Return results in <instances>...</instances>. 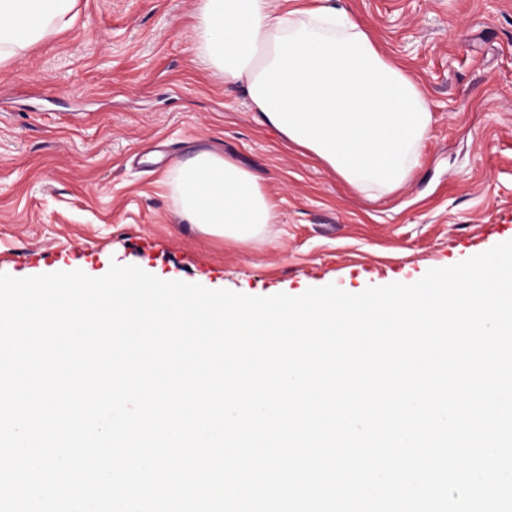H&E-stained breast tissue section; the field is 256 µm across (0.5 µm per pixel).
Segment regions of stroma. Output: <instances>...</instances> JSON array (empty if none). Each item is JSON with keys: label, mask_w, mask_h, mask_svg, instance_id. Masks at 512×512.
<instances>
[{"label": "stroma", "mask_w": 512, "mask_h": 512, "mask_svg": "<svg viewBox=\"0 0 512 512\" xmlns=\"http://www.w3.org/2000/svg\"><path fill=\"white\" fill-rule=\"evenodd\" d=\"M433 112L409 183L372 199L259 124L192 49L198 0H77L0 67V274L135 265L250 296L418 281L512 240V0H341ZM209 148L279 219L234 241L180 221L161 180Z\"/></svg>", "instance_id": "obj_1"}]
</instances>
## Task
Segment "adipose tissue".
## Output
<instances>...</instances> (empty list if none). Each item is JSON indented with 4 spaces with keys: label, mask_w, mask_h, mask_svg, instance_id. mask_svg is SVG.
I'll return each mask as SVG.
<instances>
[{
    "label": "adipose tissue",
    "mask_w": 512,
    "mask_h": 512,
    "mask_svg": "<svg viewBox=\"0 0 512 512\" xmlns=\"http://www.w3.org/2000/svg\"><path fill=\"white\" fill-rule=\"evenodd\" d=\"M76 0H0V67L68 28ZM193 48L242 86L259 123L370 198L393 193L421 160L432 113L419 81L393 64L335 0H199ZM181 219L237 241L278 220L258 178L201 150L169 180Z\"/></svg>",
    "instance_id": "1"
}]
</instances>
